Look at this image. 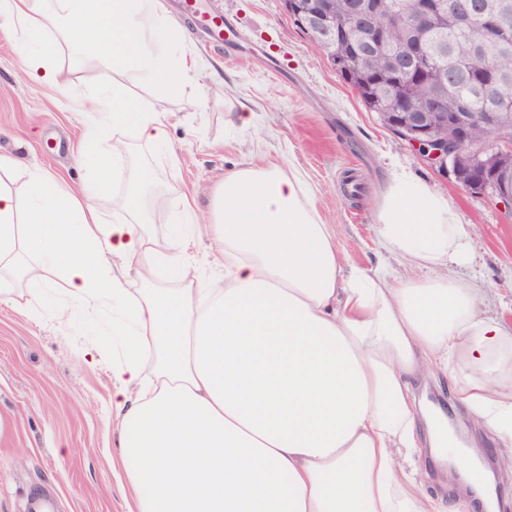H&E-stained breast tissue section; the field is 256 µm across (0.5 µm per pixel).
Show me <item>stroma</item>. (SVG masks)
Listing matches in <instances>:
<instances>
[{"mask_svg": "<svg viewBox=\"0 0 512 512\" xmlns=\"http://www.w3.org/2000/svg\"><path fill=\"white\" fill-rule=\"evenodd\" d=\"M222 14L240 53L206 42L190 29L185 52L205 67L204 95L186 88L180 100L156 102L169 133L168 150L131 131L111 129L97 145H129V160L150 165L158 192L148 231L162 236L184 200L207 222L215 187L225 173L259 160L285 162L314 191L336 247L357 266L394 264L375 244L377 206L388 180L414 176L443 195L466 224L476 258L452 267V276L483 290V308L512 323V211L493 197L462 189L452 173L428 165L404 139L364 106L357 92L314 49L284 11L281 0H200ZM64 88L104 85L105 65L82 66L73 47L61 45ZM251 117L241 126L238 113ZM86 115L56 108L45 89L22 73L9 23L0 20V155L55 174L81 190L87 173L77 149ZM59 289L30 300L26 288L0 290V512H129L123 474L113 464L112 376L109 358L90 364L87 349L104 344L95 320L63 312ZM422 398H436L458 427L466 453L439 472L421 460L419 482L447 505L479 512L462 484L472 462L491 463L490 492L499 512H512V448L493 446L445 377L417 382Z\"/></svg>", "mask_w": 512, "mask_h": 512, "instance_id": "1", "label": "stroma"}]
</instances>
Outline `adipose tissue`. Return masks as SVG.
Segmentation results:
<instances>
[{
    "mask_svg": "<svg viewBox=\"0 0 512 512\" xmlns=\"http://www.w3.org/2000/svg\"><path fill=\"white\" fill-rule=\"evenodd\" d=\"M0 19L24 77L89 112L91 142L113 124L167 146L159 112L127 81L176 100L203 79L162 0H0ZM61 37L111 65V94L61 88ZM126 152L86 154L78 192L40 168L24 194L0 185V270L35 298L60 277L67 308L111 315L112 346L95 354L112 357V430L135 512H444L406 466L424 446L446 457L443 416L421 414L414 393L436 371L512 442V328L481 311V288L449 275L474 254L446 198L392 178L374 232L399 276L345 262L285 165L228 172L208 223L183 207L161 240L107 219L98 200ZM204 237L220 279L188 276Z\"/></svg>",
    "mask_w": 512,
    "mask_h": 512,
    "instance_id": "ef3b65f1",
    "label": "adipose tissue"
}]
</instances>
